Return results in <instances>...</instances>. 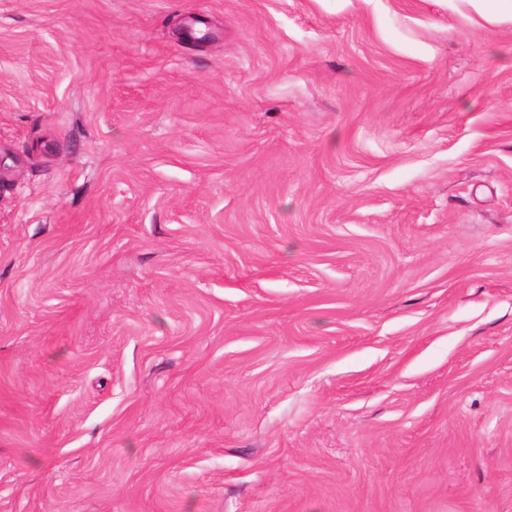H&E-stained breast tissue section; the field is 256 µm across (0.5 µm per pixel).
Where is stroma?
<instances>
[{"label": "stroma", "instance_id": "35a3bbf8", "mask_svg": "<svg viewBox=\"0 0 512 512\" xmlns=\"http://www.w3.org/2000/svg\"><path fill=\"white\" fill-rule=\"evenodd\" d=\"M0 512H512V18L0 0Z\"/></svg>", "mask_w": 512, "mask_h": 512}]
</instances>
